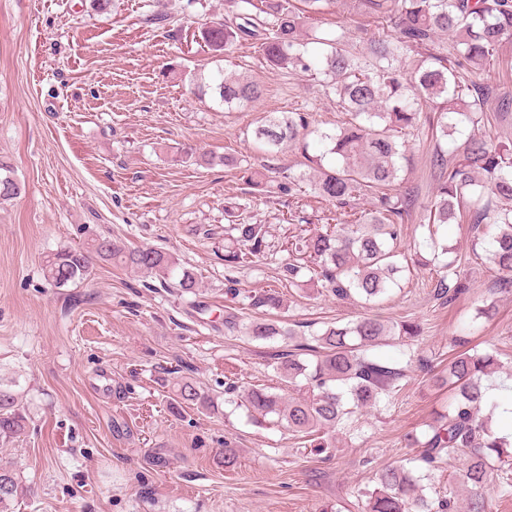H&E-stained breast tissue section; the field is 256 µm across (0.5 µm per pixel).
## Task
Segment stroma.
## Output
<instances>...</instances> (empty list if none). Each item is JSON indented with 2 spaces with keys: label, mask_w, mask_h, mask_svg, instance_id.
Here are the masks:
<instances>
[{
  "label": "stroma",
  "mask_w": 512,
  "mask_h": 512,
  "mask_svg": "<svg viewBox=\"0 0 512 512\" xmlns=\"http://www.w3.org/2000/svg\"><path fill=\"white\" fill-rule=\"evenodd\" d=\"M229 16L228 0H113L104 12L90 0H0V167L19 187L0 200V375L19 381L29 417L26 435L0 446V465L30 489L13 512H359L357 492L374 468L413 467L405 434L424 430L448 404L446 390L412 369L394 402L363 417L356 437H337L325 461L287 429L254 426L225 403L228 381L287 391L273 369L284 341L253 340L245 326L262 317L314 331L366 312L278 279L293 215L313 234L336 208L306 185L288 196L246 184L249 168L305 171L297 148L259 151L253 129L270 112H307L324 130L343 115L318 81L269 67L256 45L210 50L202 29ZM500 58L479 78L490 113L473 133L512 143V111L496 109L512 98V40ZM221 70L252 75L262 100L228 112L201 95L197 75ZM409 144L402 186L417 201L403 223L406 252L436 184L428 128ZM211 154L234 162L206 164ZM230 198L241 205L232 215ZM230 223L264 225L265 260L225 270ZM444 235L469 291L437 300L432 271L416 266L379 313L420 323L418 359H445L465 336L498 352L493 379L510 381L512 289H499V274L472 254L470 224L447 225ZM99 236L178 255L201 282L197 294L98 259L88 279L45 280L47 256ZM230 276L240 297L224 293ZM259 289L278 291L282 308L250 309L243 293ZM228 312L239 331L225 329ZM106 372L112 394L101 400L92 386ZM178 374L213 397L214 412L177 402ZM228 438L239 456L232 471L221 462Z\"/></svg>",
  "instance_id": "stroma-1"
}]
</instances>
